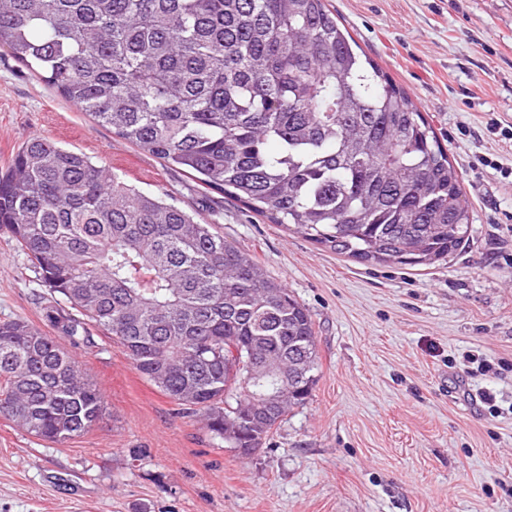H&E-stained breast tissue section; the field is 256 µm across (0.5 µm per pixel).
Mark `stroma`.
Listing matches in <instances>:
<instances>
[{
	"label": "stroma",
	"mask_w": 512,
	"mask_h": 512,
	"mask_svg": "<svg viewBox=\"0 0 512 512\" xmlns=\"http://www.w3.org/2000/svg\"><path fill=\"white\" fill-rule=\"evenodd\" d=\"M431 119L474 211L431 265L363 263L202 188L68 103L0 47V171L45 137L168 193L310 311L318 380L255 454L217 446L93 331L68 345L104 409L63 444L0 417V512H512V0H329ZM42 286L0 232V322L45 328Z\"/></svg>",
	"instance_id": "1"
}]
</instances>
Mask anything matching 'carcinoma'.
Wrapping results in <instances>:
<instances>
[{"label": "carcinoma", "mask_w": 512, "mask_h": 512, "mask_svg": "<svg viewBox=\"0 0 512 512\" xmlns=\"http://www.w3.org/2000/svg\"><path fill=\"white\" fill-rule=\"evenodd\" d=\"M353 44L326 0H0V46L141 152L339 255L445 260L471 231L459 174ZM0 231L53 299L48 332L0 322V417L28 433L63 444L101 419L60 344L91 327L226 448L258 451L312 395L308 310L170 196L32 137L0 173ZM229 338L267 373L241 384Z\"/></svg>", "instance_id": "obj_1"}]
</instances>
